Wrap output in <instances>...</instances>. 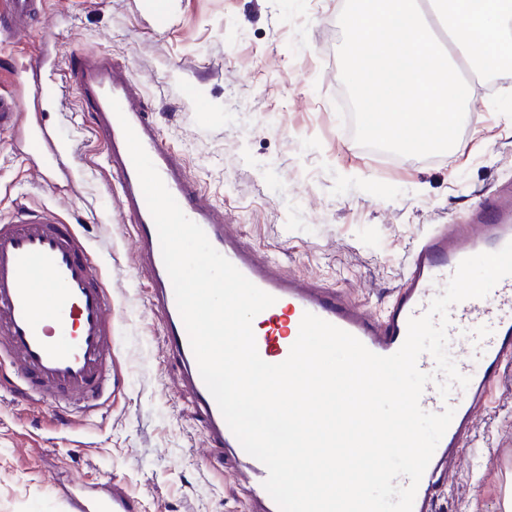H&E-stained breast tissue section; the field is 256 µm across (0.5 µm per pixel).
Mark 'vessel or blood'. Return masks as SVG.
Here are the masks:
<instances>
[{
  "mask_svg": "<svg viewBox=\"0 0 512 512\" xmlns=\"http://www.w3.org/2000/svg\"><path fill=\"white\" fill-rule=\"evenodd\" d=\"M43 5L44 0H0V32L31 19ZM68 78L82 106L94 115L95 133L106 143V165L122 209L137 228L140 254L151 273L150 302L163 319L168 351L194 399L208 444L246 458L250 500L258 512H279L263 486L266 467L246 457L200 375L121 120H128L184 214L243 275L275 297L273 308L258 315L270 328L255 339L259 356L271 364L286 360L307 312L351 333L373 353H395L405 341L409 319L427 311L435 286L447 284L464 258L496 252L512 242V186L486 195L463 221L423 234L392 305L374 317L351 306L336 290L282 273L246 246L148 119L140 90L125 69L105 56L87 54L70 59ZM115 101L120 104L116 110L111 107ZM38 286L63 297L52 313L56 332L48 331L36 311ZM449 318V338L466 337L474 358L458 365L469 379L467 387L452 386L444 398L430 383L421 396L423 410L440 413L450 406L455 414L421 478L413 512H429L433 474L467 439L495 375L512 362V276L502 278L486 297L453 305ZM0 358L9 361L27 390L64 408L91 407L112 387V302L99 285L85 242L71 225L54 217L19 216L0 223ZM67 502L71 512H138L137 502L117 485L102 492L78 488Z\"/></svg>",
  "mask_w": 512,
  "mask_h": 512,
  "instance_id": "b4317fda",
  "label": "vessel or blood"
}]
</instances>
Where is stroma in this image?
Here are the masks:
<instances>
[{"label": "stroma", "mask_w": 512, "mask_h": 512, "mask_svg": "<svg viewBox=\"0 0 512 512\" xmlns=\"http://www.w3.org/2000/svg\"><path fill=\"white\" fill-rule=\"evenodd\" d=\"M345 0H45L20 38L0 36V94L19 120L0 130V220L51 212L88 243L112 298L115 390L59 426L0 365V512H69L57 487L119 485L141 512H250L244 461L213 475L203 423L149 301L150 274L91 127L64 80L72 55L111 56L139 86L163 139L247 246L284 272L383 314L412 249L483 192L512 181V75L478 89L458 146L429 157L359 145L335 110L345 101L338 22ZM57 80L32 106L28 63ZM69 148L51 167L32 137ZM84 442L77 451L72 440ZM512 489V364L463 452L442 475L432 512H503Z\"/></svg>", "instance_id": "stroma-1"}]
</instances>
